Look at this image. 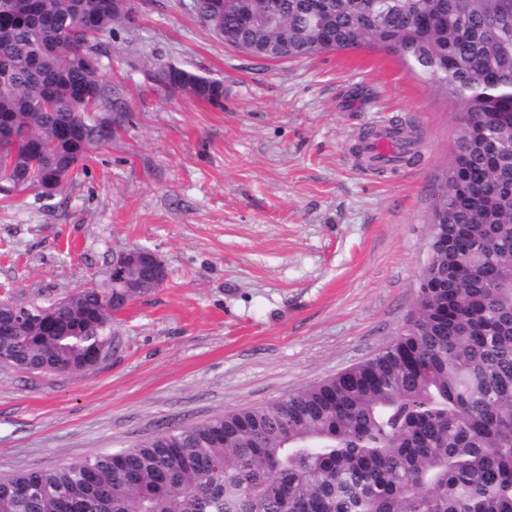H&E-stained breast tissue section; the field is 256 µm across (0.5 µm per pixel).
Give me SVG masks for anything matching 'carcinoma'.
Masks as SVG:
<instances>
[{"mask_svg":"<svg viewBox=\"0 0 512 512\" xmlns=\"http://www.w3.org/2000/svg\"><path fill=\"white\" fill-rule=\"evenodd\" d=\"M37 15L16 24L0 8V194L36 187L59 168L79 166L91 146L66 137L97 74L75 65L102 37L134 19L127 0H38ZM283 0L288 17L270 21L264 0H196V17L219 37L249 10L242 40L293 45L289 59L366 46L381 49L459 110L443 212L430 225L429 257L416 307L397 336L372 358L282 398L205 422L167 428L115 452L47 470L0 477V512H512V123L474 117L512 113V0H328L319 16ZM160 85L221 105L222 81L176 64ZM49 96L51 107L43 105ZM118 273L53 308L68 336H48L38 314L50 303L0 300V321L28 314L0 335L14 368L85 376L90 347H112L123 288Z\"/></svg>","mask_w":512,"mask_h":512,"instance_id":"obj_1","label":"carcinoma"}]
</instances>
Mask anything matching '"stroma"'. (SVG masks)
I'll list each match as a JSON object with an SVG mask.
<instances>
[{
    "instance_id": "stroma-1",
    "label": "stroma",
    "mask_w": 512,
    "mask_h": 512,
    "mask_svg": "<svg viewBox=\"0 0 512 512\" xmlns=\"http://www.w3.org/2000/svg\"><path fill=\"white\" fill-rule=\"evenodd\" d=\"M135 3L99 73L120 127L55 196L0 199V297H65L137 247L167 278L117 315L96 373L0 365V476L275 401L373 357L415 309L453 100L381 50L262 60L190 0ZM154 55L222 80V104L159 87ZM395 123L418 160L375 173L357 138Z\"/></svg>"
}]
</instances>
